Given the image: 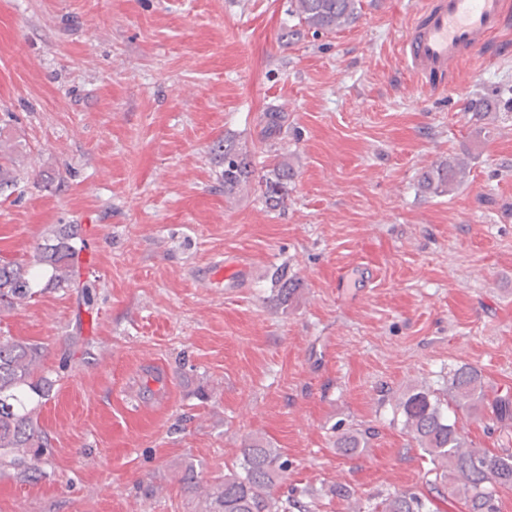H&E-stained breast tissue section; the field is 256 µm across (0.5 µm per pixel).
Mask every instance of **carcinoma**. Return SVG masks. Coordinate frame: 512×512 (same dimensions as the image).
Listing matches in <instances>:
<instances>
[{"label": "carcinoma", "instance_id": "carcinoma-1", "mask_svg": "<svg viewBox=\"0 0 512 512\" xmlns=\"http://www.w3.org/2000/svg\"><path fill=\"white\" fill-rule=\"evenodd\" d=\"M361 0H289L288 16L314 33H331L354 22ZM266 132H281L285 115L273 107L265 111ZM254 170L232 145L224 144V193L231 194L250 181ZM463 164L450 158L422 173L421 186L435 195L451 192L461 182ZM293 177L280 163L265 179L264 195L273 207ZM14 182L10 158L0 144V189ZM80 225L61 224L53 237L37 247L34 262L0 257V307L12 308L33 295L32 268L52 270L48 285L75 288L85 305L93 301L95 283L81 280L76 246ZM43 347L24 339L0 336V465L20 471L34 470V462L48 446L39 423L40 407L52 397L56 381L44 373ZM492 421L497 429H512V394L488 390L481 369L463 364L453 370L448 388L438 392L414 386L404 394L399 408L403 430L429 457L435 481L453 486L466 512H499L498 495L512 491V450L491 451L468 443L451 417L450 407ZM365 432L343 433L336 449L355 457L368 447ZM288 471V459L267 441L254 438L241 449L239 461L224 474V481L208 494L202 512H310L308 503L292 496L281 497L274 489ZM368 512H439L428 509L414 492H393L367 506Z\"/></svg>", "mask_w": 512, "mask_h": 512}]
</instances>
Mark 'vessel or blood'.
I'll list each match as a JSON object with an SVG mask.
<instances>
[{
    "instance_id": "1",
    "label": "vessel or blood",
    "mask_w": 512,
    "mask_h": 512,
    "mask_svg": "<svg viewBox=\"0 0 512 512\" xmlns=\"http://www.w3.org/2000/svg\"><path fill=\"white\" fill-rule=\"evenodd\" d=\"M512 27V0H426L401 51L414 76L456 73L459 62Z\"/></svg>"
}]
</instances>
